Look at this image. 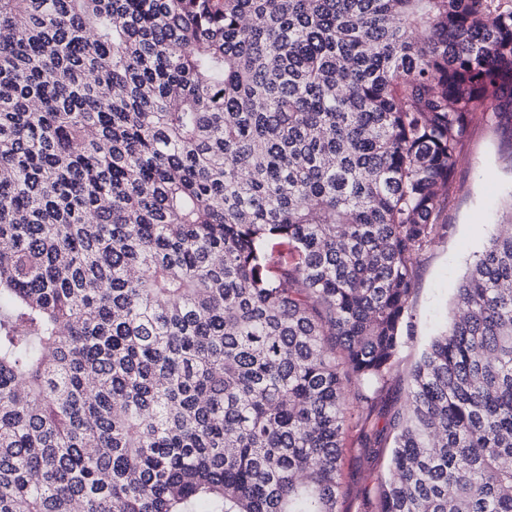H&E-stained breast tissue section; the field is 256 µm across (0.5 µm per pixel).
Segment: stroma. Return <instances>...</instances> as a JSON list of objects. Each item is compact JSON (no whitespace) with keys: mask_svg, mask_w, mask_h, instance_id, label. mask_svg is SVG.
Segmentation results:
<instances>
[{"mask_svg":"<svg viewBox=\"0 0 512 512\" xmlns=\"http://www.w3.org/2000/svg\"><path fill=\"white\" fill-rule=\"evenodd\" d=\"M440 221L450 230L427 247L416 269L411 298L415 339L372 402L378 428L403 403L419 348L444 328L454 291L474 255L502 225L512 224L511 115L491 114L472 123L456 159L454 185L442 196ZM389 452L385 440L378 453H371L358 430L350 429L342 456L340 512H367L379 479L387 473Z\"/></svg>","mask_w":512,"mask_h":512,"instance_id":"1","label":"stroma"}]
</instances>
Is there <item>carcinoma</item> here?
Instances as JSON below:
<instances>
[{
    "label": "carcinoma",
    "instance_id": "1",
    "mask_svg": "<svg viewBox=\"0 0 512 512\" xmlns=\"http://www.w3.org/2000/svg\"><path fill=\"white\" fill-rule=\"evenodd\" d=\"M512 0H0V512H339ZM375 512H512V225Z\"/></svg>",
    "mask_w": 512,
    "mask_h": 512
}]
</instances>
